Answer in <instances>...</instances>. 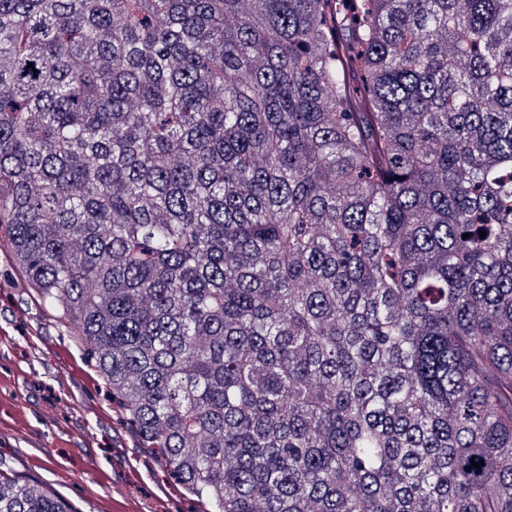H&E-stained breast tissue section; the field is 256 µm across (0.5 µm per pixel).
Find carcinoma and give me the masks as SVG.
<instances>
[{"label":"carcinoma","instance_id":"obj_1","mask_svg":"<svg viewBox=\"0 0 512 512\" xmlns=\"http://www.w3.org/2000/svg\"><path fill=\"white\" fill-rule=\"evenodd\" d=\"M0 248L212 512H512V0H0Z\"/></svg>","mask_w":512,"mask_h":512}]
</instances>
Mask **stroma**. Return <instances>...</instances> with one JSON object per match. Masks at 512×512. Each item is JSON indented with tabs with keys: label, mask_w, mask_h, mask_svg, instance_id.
<instances>
[{
	"label": "stroma",
	"mask_w": 512,
	"mask_h": 512,
	"mask_svg": "<svg viewBox=\"0 0 512 512\" xmlns=\"http://www.w3.org/2000/svg\"><path fill=\"white\" fill-rule=\"evenodd\" d=\"M0 473L39 482L75 512L112 499L138 512L196 505L123 426L72 329L33 298L0 250Z\"/></svg>",
	"instance_id": "obj_1"
}]
</instances>
